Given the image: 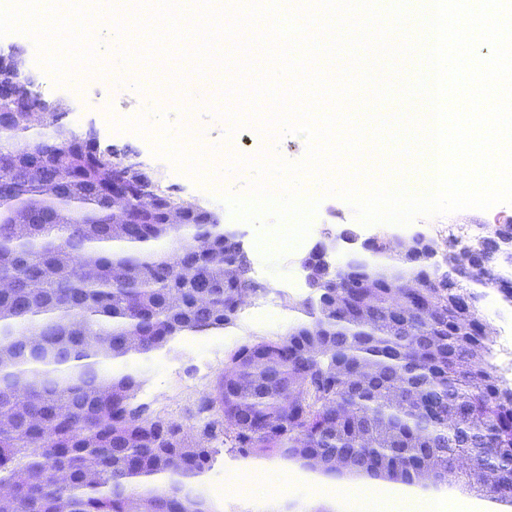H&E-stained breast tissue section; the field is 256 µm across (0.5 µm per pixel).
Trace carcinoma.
<instances>
[{
  "instance_id": "1",
  "label": "carcinoma",
  "mask_w": 512,
  "mask_h": 512,
  "mask_svg": "<svg viewBox=\"0 0 512 512\" xmlns=\"http://www.w3.org/2000/svg\"><path fill=\"white\" fill-rule=\"evenodd\" d=\"M64 118L32 142L0 128V512H215L199 478L217 449L148 412L127 363L237 326L268 287L194 202L180 224L136 199L141 223L111 217L112 160ZM435 256L381 241L326 268L287 332L224 356L202 438L339 479L418 486L427 468L512 508V382L479 310L495 284L441 288Z\"/></svg>"
}]
</instances>
